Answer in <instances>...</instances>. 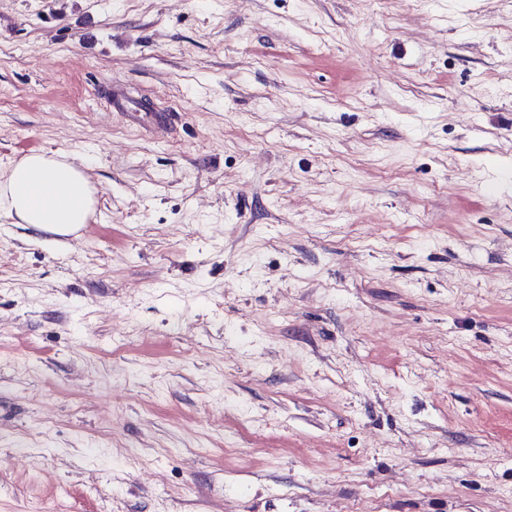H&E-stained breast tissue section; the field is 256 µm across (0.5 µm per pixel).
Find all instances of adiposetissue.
<instances>
[{
  "label": "adipose tissue",
  "instance_id": "1",
  "mask_svg": "<svg viewBox=\"0 0 512 512\" xmlns=\"http://www.w3.org/2000/svg\"><path fill=\"white\" fill-rule=\"evenodd\" d=\"M94 206L92 182L79 156L32 153L0 173V213L33 231L73 234Z\"/></svg>",
  "mask_w": 512,
  "mask_h": 512
}]
</instances>
